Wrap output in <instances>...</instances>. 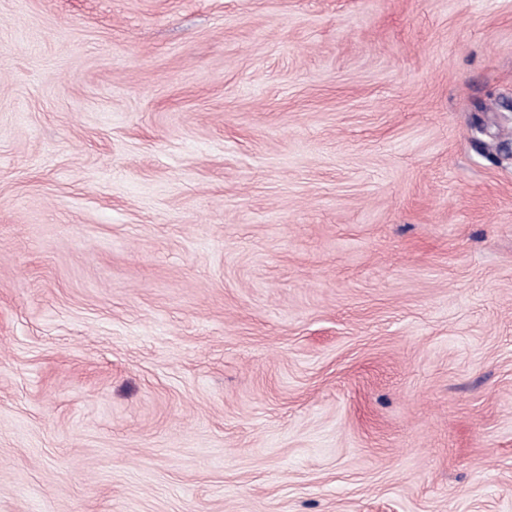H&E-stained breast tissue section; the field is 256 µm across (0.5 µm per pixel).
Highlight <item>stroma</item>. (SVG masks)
Masks as SVG:
<instances>
[{"instance_id":"35a3bbf8","label":"stroma","mask_w":512,"mask_h":512,"mask_svg":"<svg viewBox=\"0 0 512 512\" xmlns=\"http://www.w3.org/2000/svg\"><path fill=\"white\" fill-rule=\"evenodd\" d=\"M0 512H512V0H0Z\"/></svg>"}]
</instances>
